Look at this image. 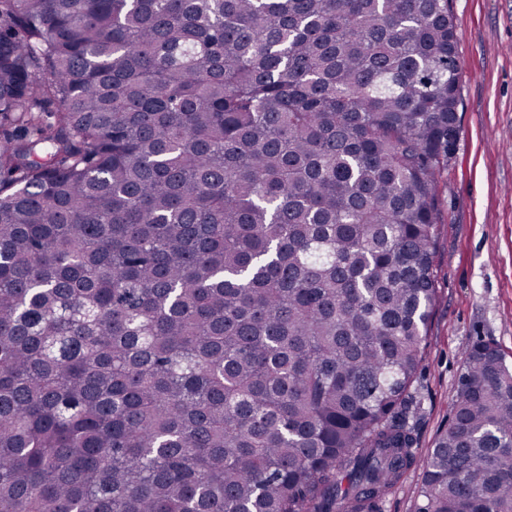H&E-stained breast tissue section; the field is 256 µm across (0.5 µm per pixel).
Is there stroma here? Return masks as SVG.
I'll return each instance as SVG.
<instances>
[{
  "label": "stroma",
  "instance_id": "1",
  "mask_svg": "<svg viewBox=\"0 0 512 512\" xmlns=\"http://www.w3.org/2000/svg\"><path fill=\"white\" fill-rule=\"evenodd\" d=\"M462 71L459 136L439 201L438 301L416 385L414 452L447 426L464 350L493 341L512 364V0H451Z\"/></svg>",
  "mask_w": 512,
  "mask_h": 512
}]
</instances>
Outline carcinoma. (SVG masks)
<instances>
[{"label":"carcinoma","instance_id":"obj_1","mask_svg":"<svg viewBox=\"0 0 512 512\" xmlns=\"http://www.w3.org/2000/svg\"><path fill=\"white\" fill-rule=\"evenodd\" d=\"M449 0H0V512H512V365L413 392ZM421 482V469H410L403 480L390 489L382 503L381 512H417L422 503L417 491Z\"/></svg>","mask_w":512,"mask_h":512}]
</instances>
